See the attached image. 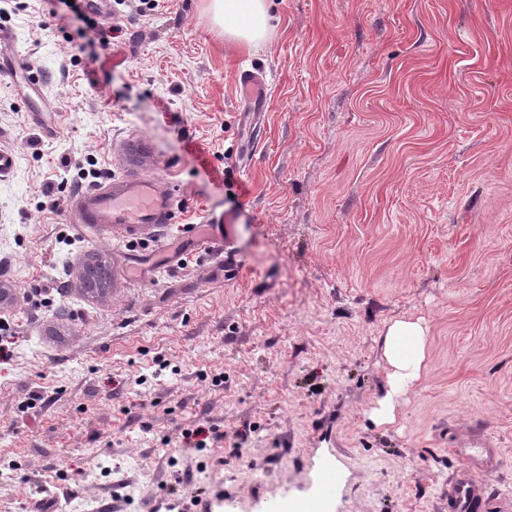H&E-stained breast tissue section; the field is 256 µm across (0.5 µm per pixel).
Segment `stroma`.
<instances>
[{
  "mask_svg": "<svg viewBox=\"0 0 512 512\" xmlns=\"http://www.w3.org/2000/svg\"><path fill=\"white\" fill-rule=\"evenodd\" d=\"M102 7L106 45L51 0H0L40 76L0 77V512H30L31 473L67 512H157L187 470L217 512H317L327 481L335 512H448L467 464L483 512H512V0H273L256 46L209 0ZM131 173L171 190L170 223H70ZM397 321L426 359L381 423ZM200 425L223 441L180 452ZM237 80L244 93L254 101L255 104L266 101L265 80L263 76L255 71L242 70L237 74ZM95 270V276L84 281V291L86 294L94 296H103L108 293L111 282V270L102 257L93 255L88 262Z\"/></svg>",
  "mask_w": 512,
  "mask_h": 512,
  "instance_id": "obj_1",
  "label": "stroma"
}]
</instances>
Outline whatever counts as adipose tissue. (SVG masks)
Masks as SVG:
<instances>
[{
	"label": "adipose tissue",
	"mask_w": 512,
	"mask_h": 512,
	"mask_svg": "<svg viewBox=\"0 0 512 512\" xmlns=\"http://www.w3.org/2000/svg\"><path fill=\"white\" fill-rule=\"evenodd\" d=\"M214 19L228 39L257 42L270 29L269 0H211ZM425 337L422 328L412 322L391 325L384 339V355L390 367L388 385L391 393L380 401L375 414L380 422L393 420V393L417 379L425 360Z\"/></svg>",
	"instance_id": "ef3b65f1"
}]
</instances>
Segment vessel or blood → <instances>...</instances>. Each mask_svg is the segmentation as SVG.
<instances>
[{"label":"vessel or blood","mask_w":512,"mask_h":512,"mask_svg":"<svg viewBox=\"0 0 512 512\" xmlns=\"http://www.w3.org/2000/svg\"><path fill=\"white\" fill-rule=\"evenodd\" d=\"M10 37L0 31V74L28 69L26 59L11 50ZM237 80L254 102H262L265 80L255 71L242 70ZM174 208L173 195L156 179L141 175L108 178L105 184L87 189L74 201V221L94 224L114 235L135 239L154 227L169 223ZM482 489L470 469L460 470L451 480L448 512H480Z\"/></svg>","instance_id":"vessel-or-blood-1"}]
</instances>
